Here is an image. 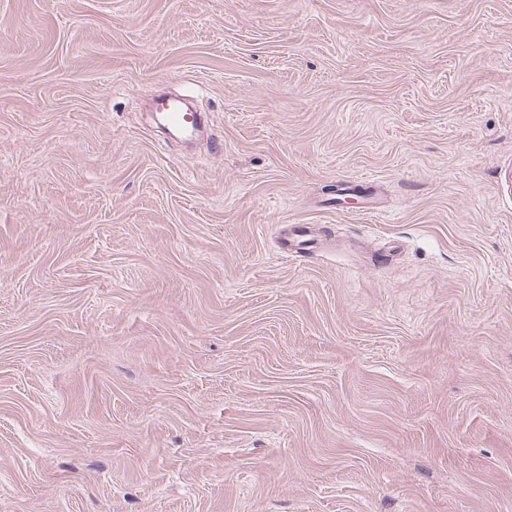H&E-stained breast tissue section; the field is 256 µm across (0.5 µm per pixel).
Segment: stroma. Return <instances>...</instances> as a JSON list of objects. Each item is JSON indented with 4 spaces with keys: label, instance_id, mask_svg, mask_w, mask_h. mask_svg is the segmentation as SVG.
Returning <instances> with one entry per match:
<instances>
[{
    "label": "stroma",
    "instance_id": "1",
    "mask_svg": "<svg viewBox=\"0 0 512 512\" xmlns=\"http://www.w3.org/2000/svg\"><path fill=\"white\" fill-rule=\"evenodd\" d=\"M0 512H512V0H0ZM157 109L159 121L178 138L191 139L201 129L197 127L199 115L195 112H183L178 103L159 101ZM305 237H308V233L304 227L298 226L292 228L281 242L282 252L288 255L297 254L299 256H304L302 253L309 251L312 255H315L317 247L304 245V243L311 241L310 238L303 239Z\"/></svg>",
    "mask_w": 512,
    "mask_h": 512
}]
</instances>
